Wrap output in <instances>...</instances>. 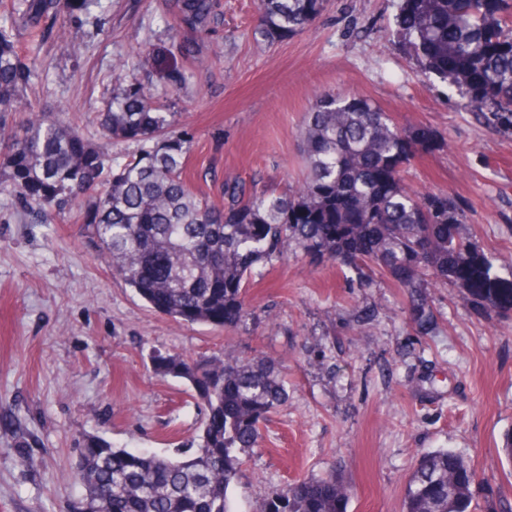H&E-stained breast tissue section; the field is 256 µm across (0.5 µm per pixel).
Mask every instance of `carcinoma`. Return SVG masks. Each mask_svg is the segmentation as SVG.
I'll return each mask as SVG.
<instances>
[{
  "mask_svg": "<svg viewBox=\"0 0 512 512\" xmlns=\"http://www.w3.org/2000/svg\"><path fill=\"white\" fill-rule=\"evenodd\" d=\"M112 0H0V191L35 223L82 196L83 233L114 275L153 310L177 321L223 328L249 315L256 269L294 245L336 263L368 286L378 272L406 295L411 320L433 323L429 289H456L486 315L512 313V271L463 231L464 216L443 190L421 195L403 173L420 147L440 141L426 127L405 129L357 96L320 95L299 129L304 180L286 194L241 179L224 182L217 205L197 191L186 163L192 141L175 135L176 96L188 88L187 63L219 48L205 41L220 18L218 0H165L173 20L169 46L116 63L120 84L99 113L103 139L88 142L66 112L28 97L38 57L17 46L66 12L84 23ZM324 0H259L258 34L267 44L308 30ZM396 34L421 73L455 86L477 119L512 135V3L508 0H399ZM114 142L137 150L119 159ZM154 371L186 380L206 408L197 442L169 455L90 444L79 449L80 512H230L228 491L240 456L257 447L260 424L288 398L272 360L232 355L183 359L154 355ZM480 495L512 512V502L479 484L460 455H422L405 488L404 512H473ZM340 479L303 478L271 501L268 512H347Z\"/></svg>",
  "mask_w": 512,
  "mask_h": 512,
  "instance_id": "1",
  "label": "carcinoma"
}]
</instances>
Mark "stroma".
Wrapping results in <instances>:
<instances>
[{
    "instance_id": "obj_1",
    "label": "stroma",
    "mask_w": 512,
    "mask_h": 512,
    "mask_svg": "<svg viewBox=\"0 0 512 512\" xmlns=\"http://www.w3.org/2000/svg\"><path fill=\"white\" fill-rule=\"evenodd\" d=\"M399 0H327L311 31L269 45L257 0H222L211 34L218 57L200 66L174 128L189 133L188 172L221 201L225 179L285 191L301 176L298 129L316 94L369 99L404 127H427L445 148L408 167L414 190H445L465 229L512 269V135L476 120L451 84L422 75L395 43ZM163 0H112L102 20L68 27L80 57L47 33L44 70L28 95L67 110L90 140L120 57L163 45ZM68 223L35 224L0 193V512H79L78 450L96 441L170 454L197 437L204 408L182 379L159 377L156 352H225L279 363L287 401L260 425L230 490L231 512H266L289 483L336 473L347 512H403L418 457L449 448L512 497L500 453L512 429V315L488 320L455 289H431L435 324L408 326L403 291L369 287L298 249L261 267L251 310L228 329L155 312L113 277Z\"/></svg>"
}]
</instances>
